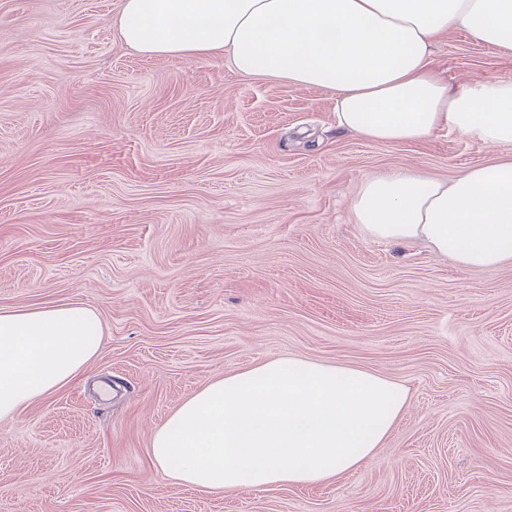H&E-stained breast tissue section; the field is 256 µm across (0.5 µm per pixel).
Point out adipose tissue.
<instances>
[{
  "label": "adipose tissue",
  "mask_w": 512,
  "mask_h": 512,
  "mask_svg": "<svg viewBox=\"0 0 512 512\" xmlns=\"http://www.w3.org/2000/svg\"><path fill=\"white\" fill-rule=\"evenodd\" d=\"M116 24L144 55L225 56L247 76L330 89L338 127L374 143L448 130L512 145V79L457 87L431 62L451 28L512 55V0H122ZM352 211L372 239L420 241L463 268H495L512 261V158L450 180L374 174ZM102 336L99 315L78 302L0 307V419L81 377ZM406 403L397 382L366 370L270 360L188 396L150 457L205 492L322 483L372 460Z\"/></svg>",
  "instance_id": "obj_1"
}]
</instances>
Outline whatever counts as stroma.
Segmentation results:
<instances>
[{
  "label": "stroma",
  "mask_w": 512,
  "mask_h": 512,
  "mask_svg": "<svg viewBox=\"0 0 512 512\" xmlns=\"http://www.w3.org/2000/svg\"><path fill=\"white\" fill-rule=\"evenodd\" d=\"M120 6L0 0V307L77 301L104 323L82 378L0 419V512H512V263L463 269L351 212L365 176L451 179L512 146L366 141L330 90L130 50ZM432 64L512 79L456 28ZM285 358L406 390L362 469L213 494L152 465L185 398Z\"/></svg>",
  "instance_id": "stroma-1"
}]
</instances>
